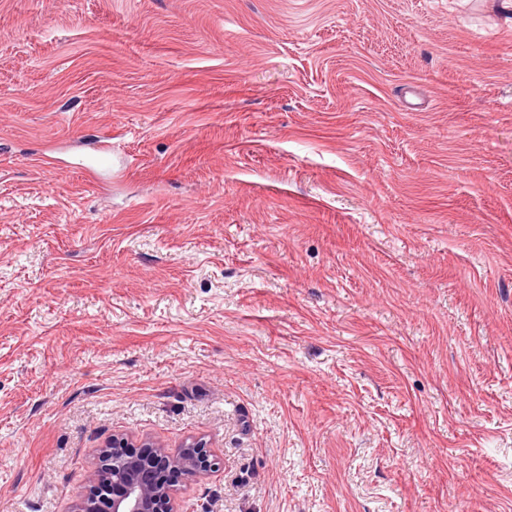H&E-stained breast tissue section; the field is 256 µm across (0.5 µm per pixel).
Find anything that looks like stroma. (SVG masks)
I'll return each mask as SVG.
<instances>
[{"instance_id": "stroma-1", "label": "stroma", "mask_w": 512, "mask_h": 512, "mask_svg": "<svg viewBox=\"0 0 512 512\" xmlns=\"http://www.w3.org/2000/svg\"><path fill=\"white\" fill-rule=\"evenodd\" d=\"M115 436L205 443L180 512H512L500 0H0V512Z\"/></svg>"}]
</instances>
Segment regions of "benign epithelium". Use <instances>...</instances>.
Returning a JSON list of instances; mask_svg holds the SVG:
<instances>
[{"label": "benign epithelium", "instance_id": "1", "mask_svg": "<svg viewBox=\"0 0 512 512\" xmlns=\"http://www.w3.org/2000/svg\"><path fill=\"white\" fill-rule=\"evenodd\" d=\"M96 454L90 490L75 498L71 512H176L178 479H204L215 466L200 440L172 453L153 442L135 446L114 437Z\"/></svg>", "mask_w": 512, "mask_h": 512}]
</instances>
